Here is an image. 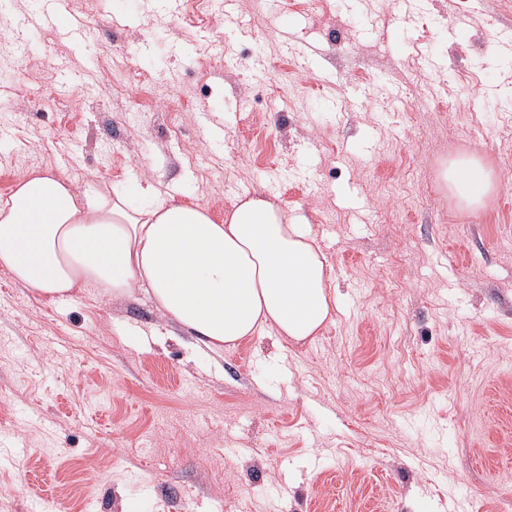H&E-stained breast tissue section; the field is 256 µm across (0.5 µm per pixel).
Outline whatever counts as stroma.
Instances as JSON below:
<instances>
[{
	"mask_svg": "<svg viewBox=\"0 0 512 512\" xmlns=\"http://www.w3.org/2000/svg\"><path fill=\"white\" fill-rule=\"evenodd\" d=\"M37 7L0 0V202L34 168L218 222L263 193L336 312L219 357L145 291L0 268V512H512V0H67L77 42ZM449 188L468 207L477 208L496 187L492 173L476 155L452 160L444 172Z\"/></svg>",
	"mask_w": 512,
	"mask_h": 512,
	"instance_id": "obj_1",
	"label": "stroma"
}]
</instances>
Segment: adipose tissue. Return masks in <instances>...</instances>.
<instances>
[{
  "instance_id": "obj_1",
  "label": "adipose tissue",
  "mask_w": 512,
  "mask_h": 512,
  "mask_svg": "<svg viewBox=\"0 0 512 512\" xmlns=\"http://www.w3.org/2000/svg\"><path fill=\"white\" fill-rule=\"evenodd\" d=\"M450 189L478 207L496 187L474 155L452 160ZM79 191L50 171L22 176L0 207V267L20 284L64 297L94 284L115 297L141 289L195 346L219 352L264 331L294 342L333 320L336 297L311 224L256 195L223 223L207 207L142 187Z\"/></svg>"
}]
</instances>
